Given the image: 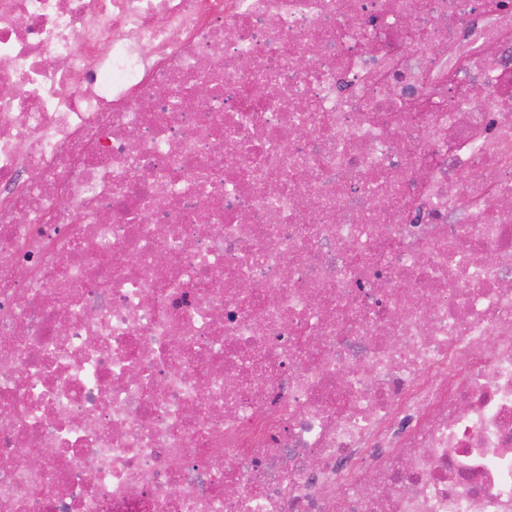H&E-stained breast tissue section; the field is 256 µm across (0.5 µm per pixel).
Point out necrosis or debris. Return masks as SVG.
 <instances>
[{"label": "necrosis or debris", "instance_id": "necrosis-or-debris-1", "mask_svg": "<svg viewBox=\"0 0 512 512\" xmlns=\"http://www.w3.org/2000/svg\"><path fill=\"white\" fill-rule=\"evenodd\" d=\"M1 84L0 512H512V0H0Z\"/></svg>", "mask_w": 512, "mask_h": 512}]
</instances>
